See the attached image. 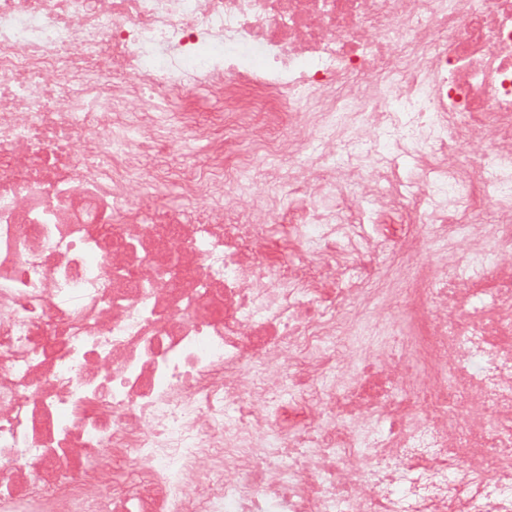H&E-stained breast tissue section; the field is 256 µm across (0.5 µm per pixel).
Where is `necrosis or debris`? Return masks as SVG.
I'll return each instance as SVG.
<instances>
[{
	"label": "necrosis or debris",
	"mask_w": 512,
	"mask_h": 512,
	"mask_svg": "<svg viewBox=\"0 0 512 512\" xmlns=\"http://www.w3.org/2000/svg\"><path fill=\"white\" fill-rule=\"evenodd\" d=\"M350 107L404 154L460 140L412 184L418 237L464 239L473 208L447 201L476 183L512 215V0H0V512H448L456 472L472 512H512V351L481 312L511 328L512 300L476 288L512 226L451 273L415 252L428 283L337 335L315 298L362 215L324 164L381 197L396 165L327 138ZM160 150L189 208L157 205ZM284 223L326 274L245 263ZM451 292L472 310L425 312ZM374 345L398 368L388 431L340 413L336 364Z\"/></svg>",
	"instance_id": "1"
}]
</instances>
